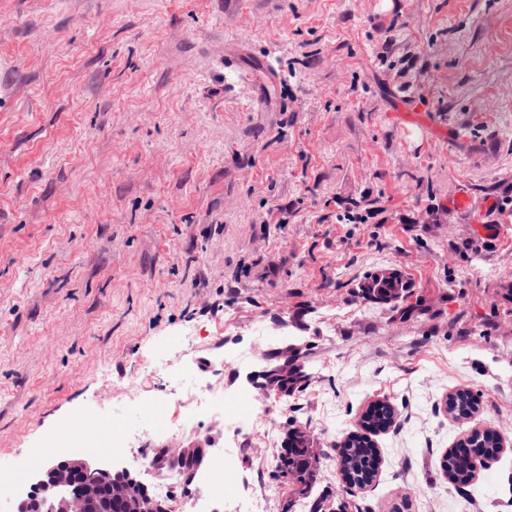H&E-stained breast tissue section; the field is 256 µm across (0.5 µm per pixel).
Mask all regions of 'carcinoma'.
<instances>
[{"instance_id":"1","label":"carcinoma","mask_w":512,"mask_h":512,"mask_svg":"<svg viewBox=\"0 0 512 512\" xmlns=\"http://www.w3.org/2000/svg\"><path fill=\"white\" fill-rule=\"evenodd\" d=\"M361 297L374 304L397 307L412 295V282L400 270L390 279H383L372 273L358 285ZM302 375L292 374L278 378V385L287 396L300 388V383L311 379L306 365H301ZM478 409V401L467 389H458L448 396V412L457 419L470 417ZM395 410L392 404L378 401L368 405L362 417V431L350 433L335 444L338 450L339 471L348 484L369 483L375 477L379 453L372 436L388 428L394 420ZM470 447L480 448L488 454H495L501 447V438L492 430L476 432ZM304 442L295 439L288 445L281 446L278 454L277 470L288 469V481L297 486L308 485L311 474L306 464V454L302 450ZM443 475L448 480H455L463 472L459 457L448 453L440 462Z\"/></svg>"}]
</instances>
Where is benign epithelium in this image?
Segmentation results:
<instances>
[{
  "label": "benign epithelium",
  "instance_id": "benign-epithelium-1",
  "mask_svg": "<svg viewBox=\"0 0 512 512\" xmlns=\"http://www.w3.org/2000/svg\"><path fill=\"white\" fill-rule=\"evenodd\" d=\"M251 382L262 394H279L267 369L253 374ZM207 452L195 444L159 448L155 465L167 469L180 465L182 481L190 485ZM138 482V476L126 468L93 467L77 455L53 457L37 474L26 497L17 502L14 512H29L32 507L44 512H103L114 502L124 504L127 512H170L167 502L149 495L147 490L135 492L133 485Z\"/></svg>",
  "mask_w": 512,
  "mask_h": 512
}]
</instances>
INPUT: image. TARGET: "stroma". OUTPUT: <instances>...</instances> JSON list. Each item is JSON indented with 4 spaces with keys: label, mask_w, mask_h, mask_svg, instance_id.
Returning <instances> with one entry per match:
<instances>
[{
    "label": "stroma",
    "mask_w": 512,
    "mask_h": 512,
    "mask_svg": "<svg viewBox=\"0 0 512 512\" xmlns=\"http://www.w3.org/2000/svg\"><path fill=\"white\" fill-rule=\"evenodd\" d=\"M383 268L410 313L359 296ZM287 343L313 377L265 427L320 461L305 491L258 442L241 494L512 512V0H0V470L133 393L174 413L158 365L229 398ZM384 399L379 473L343 486L334 445ZM483 428L505 449L450 482ZM478 409V401L467 389H458L448 396V412L457 419L470 417Z\"/></svg>",
    "instance_id": "1"
}]
</instances>
